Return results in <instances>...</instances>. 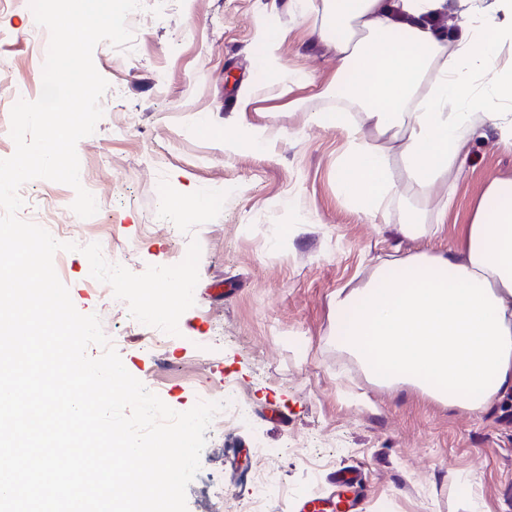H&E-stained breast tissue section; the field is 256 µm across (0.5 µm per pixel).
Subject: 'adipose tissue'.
Segmentation results:
<instances>
[{"mask_svg":"<svg viewBox=\"0 0 512 512\" xmlns=\"http://www.w3.org/2000/svg\"><path fill=\"white\" fill-rule=\"evenodd\" d=\"M317 44L336 60L332 80L299 73L289 89L324 125L323 99L358 121L342 122L347 144L338 181L356 213L388 221L401 159L429 195L465 164L473 139L512 149V0H474L447 40L435 20L446 0H289ZM373 128L387 145L365 141ZM336 345L368 378L411 386L478 417L512 396V181L491 179L460 244L377 263L360 286L336 296Z\"/></svg>","mask_w":512,"mask_h":512,"instance_id":"adipose-tissue-1","label":"adipose tissue"}]
</instances>
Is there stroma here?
Listing matches in <instances>:
<instances>
[{"mask_svg": "<svg viewBox=\"0 0 512 512\" xmlns=\"http://www.w3.org/2000/svg\"><path fill=\"white\" fill-rule=\"evenodd\" d=\"M269 0H150L129 14L133 51L100 43L97 71L108 81L103 115L77 144L97 213L79 218L68 185L29 181L27 221L65 241L96 237L105 259L133 273L175 265L191 241L201 253L194 304L164 353L146 347L126 301L87 280V258L57 251L53 263L71 300L97 315L127 371L184 412L199 389L232 377L249 407L242 429L207 432L200 470L186 490L187 512H247L257 471L278 467L288 493L265 512H295L300 498H326L342 469H358L361 512H512V398L474 418L410 387L370 382L336 347V294L360 286L375 263L460 243L488 181L512 179V151L478 139L454 190L432 210L439 232L403 237L398 222L361 220L338 191L344 134L316 125L281 90L297 72L331 80L336 62L287 8ZM26 0H0V107L24 85L42 91L44 59L31 38ZM286 30L275 96L238 109L257 81L260 33ZM263 123L281 137L270 147L228 154L224 136ZM187 200V208L176 200ZM307 222H299V214ZM136 326V325H135ZM470 475L462 493L454 475Z\"/></svg>", "mask_w": 512, "mask_h": 512, "instance_id": "1", "label": "stroma"}]
</instances>
